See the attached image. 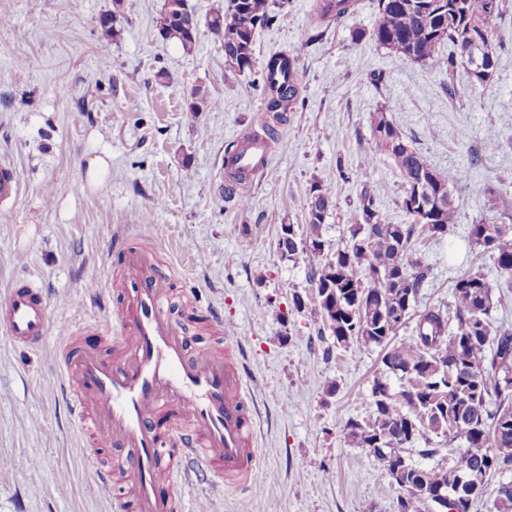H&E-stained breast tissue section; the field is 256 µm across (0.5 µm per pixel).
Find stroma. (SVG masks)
Here are the masks:
<instances>
[{
  "label": "stroma",
  "mask_w": 512,
  "mask_h": 512,
  "mask_svg": "<svg viewBox=\"0 0 512 512\" xmlns=\"http://www.w3.org/2000/svg\"><path fill=\"white\" fill-rule=\"evenodd\" d=\"M272 2L278 19L258 30L254 66L239 74L225 68L223 39L207 27L226 0H188L200 22L190 52L160 36L164 0H123L113 37L98 24L113 0H0V159L21 182L15 203L0 206V303L14 278H31L54 328L36 351L0 333V512H128L134 473L116 447L87 458L91 432L73 418L57 364V331L67 326L79 331L76 348L120 358L103 327L122 294L120 236L154 251L170 278L163 307L192 350L221 354L236 337L258 412L257 479L243 486L197 472L174 512H195L205 493L211 512H399L386 471L342 429L372 415L384 351L335 344L312 313L307 263L284 256L279 240L291 224L304 242L301 204L315 184L333 202L320 229L327 249L347 241L365 189L390 221L406 223L399 173L374 153L371 120L381 110L431 166L457 178L451 230L413 241L430 272L417 310L447 309L453 280L470 267L498 285L468 229L483 219L512 224V0L495 23L493 81L474 94L458 70L453 98L446 74L370 39L371 0L330 26L317 0ZM280 52L296 59L299 97L277 122L261 72ZM195 94L211 109L188 113ZM245 131L273 136L278 149L264 174L233 185L225 147ZM97 156L110 168L93 186ZM217 316L221 335L210 327ZM103 469L112 473L105 493Z\"/></svg>",
  "instance_id": "obj_1"
}]
</instances>
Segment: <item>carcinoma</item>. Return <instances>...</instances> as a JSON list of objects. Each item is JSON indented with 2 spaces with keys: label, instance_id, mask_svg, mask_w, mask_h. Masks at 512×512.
Segmentation results:
<instances>
[{
  "label": "carcinoma",
  "instance_id": "carcinoma-1",
  "mask_svg": "<svg viewBox=\"0 0 512 512\" xmlns=\"http://www.w3.org/2000/svg\"><path fill=\"white\" fill-rule=\"evenodd\" d=\"M353 2L321 0L320 15L337 21L353 11ZM376 10L370 37L378 45L450 76L464 67L473 93L489 85L496 65L491 50L494 21L503 12L489 14L487 0H377ZM277 18L269 0H227L225 9L214 12L207 25L224 38L225 67L239 73L252 69L255 34ZM157 26L163 38L187 51L194 49L199 24L186 0H165ZM481 27L488 34L482 64L489 73L484 76L459 49L462 37ZM444 46L446 55L440 53ZM275 70L282 73V81L262 78L265 111L286 112L299 95L295 60L286 53L274 54L263 71ZM371 130L376 153L389 158L402 179L401 209L409 222H390L377 208L375 194L366 190L360 200L361 222L349 227L345 244L327 252L320 228L333 203L315 185L302 205L308 231L304 245L281 239L279 248L290 258L304 255L316 288L333 285L338 299L317 303L314 311L336 344L388 345L390 335L380 312L391 307L416 318L414 336L383 355V376L373 385L375 390L389 387L391 357L401 366L399 390L374 402L370 423L349 418L343 430L357 446L369 449L386 471L392 454L411 450L423 430L450 443L465 439L467 447L458 449L448 463L416 462L406 473L400 512H424L428 496L439 488L453 491L470 472L481 474L485 468L494 472L512 464V382L500 383L512 374V329L493 324L492 286L479 270L456 277L452 314L434 308L412 314L429 275L428 267L410 257L412 238L419 228L442 236L455 224L458 205L450 191L456 178L451 171L431 167L385 112L373 114ZM421 171L425 184L420 187ZM469 237L507 277L506 287L511 289L512 225L481 220L470 225ZM451 324L454 329L449 332ZM494 508L512 512V481L498 484Z\"/></svg>",
  "mask_w": 512,
  "mask_h": 512
}]
</instances>
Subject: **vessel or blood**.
<instances>
[{"label": "vessel or blood", "instance_id": "b4317fda", "mask_svg": "<svg viewBox=\"0 0 512 512\" xmlns=\"http://www.w3.org/2000/svg\"><path fill=\"white\" fill-rule=\"evenodd\" d=\"M277 150L270 138L244 141L233 167L264 173ZM20 193L17 171L0 162V203ZM125 298L108 310V329L124 345L120 362L93 351L71 350L64 331L60 372L76 385L70 406L77 419H91L95 443L123 448L136 468L137 512H171L174 488L186 480L189 461L216 467L219 475L248 483L257 471L251 440L254 413L239 367L201 351L187 357L182 330L162 309L169 282L158 275L150 249L116 240ZM51 328L46 299L34 282L19 278L0 304V332L16 345L39 349ZM185 411L187 429L164 432L163 410Z\"/></svg>", "mask_w": 512, "mask_h": 512}]
</instances>
